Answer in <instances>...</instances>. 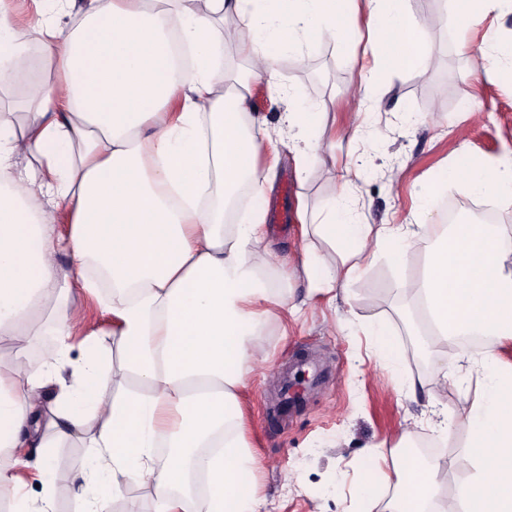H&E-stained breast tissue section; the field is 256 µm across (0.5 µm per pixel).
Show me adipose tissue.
<instances>
[{
  "label": "adipose tissue",
  "instance_id": "ef3b65f1",
  "mask_svg": "<svg viewBox=\"0 0 512 512\" xmlns=\"http://www.w3.org/2000/svg\"><path fill=\"white\" fill-rule=\"evenodd\" d=\"M404 2L86 0L83 29L39 19L24 40L14 33L13 0H0V67L25 68L34 41L58 71L28 105L24 132L0 113V337L27 349L47 314L58 334L44 370L0 374V454L85 442L97 465L72 478L82 512H110L131 485L149 493L151 512H186L180 491L193 474L206 481L195 512H255L257 463L242 434L238 390L266 359L251 338L257 307L273 290L259 276L267 262L260 222L228 225L224 210L240 184L264 195L270 176L254 164L265 136L245 128L247 94H224V34L214 20L250 18L244 50L271 78L299 40L355 42L362 12L385 61L428 65V23L408 16ZM171 31L196 66L182 85L171 73ZM175 96L181 109L172 112ZM457 187L511 201L512 146L498 163L446 170L420 191L421 208ZM313 230L341 262L305 253L297 270L312 293L349 284L381 251L403 263L410 241L405 225L360 224L341 204ZM62 253L111 276L104 311L124 356L111 381L92 354L68 357L77 324L68 291L98 282L63 271L55 261ZM408 293L441 338L511 337L512 236L495 224L451 225ZM476 370L481 397L461 413L472 435L467 477L441 498L447 457L399 453L401 491L390 512H512V367L490 352ZM51 384L58 391L45 409ZM159 448L167 451L161 462ZM41 486L39 497L20 494L12 468L0 466L11 512H55L54 482Z\"/></svg>",
  "mask_w": 512,
  "mask_h": 512
}]
</instances>
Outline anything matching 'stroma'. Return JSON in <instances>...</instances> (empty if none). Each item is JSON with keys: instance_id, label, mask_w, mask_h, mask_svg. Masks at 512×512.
<instances>
[{"instance_id": "1", "label": "stroma", "mask_w": 512, "mask_h": 512, "mask_svg": "<svg viewBox=\"0 0 512 512\" xmlns=\"http://www.w3.org/2000/svg\"><path fill=\"white\" fill-rule=\"evenodd\" d=\"M407 12L429 20L423 45L430 57L425 67L382 64L376 48L367 43L344 45L329 38L298 44L288 50L275 83L257 76L255 63L237 48L224 51L227 80L224 90L239 91L248 84L249 123L263 124L269 140L257 156L259 168L271 169L273 187L266 196H246L236 218L255 213L266 216L270 200L282 194L284 180H292L293 208L305 212V222H293L282 232L265 228L262 250L279 259L299 260L312 250L326 263H339L331 244L303 234V223L321 221L339 192V179L348 170L362 169L348 189L354 218L362 224H411L418 234L411 241L404 265L378 254L362 267L346 292L307 296L304 280H283L278 268L261 267L262 277L277 288L287 310H275L262 321L255 342L268 353L263 370L246 376L239 390L243 435L261 464L255 495L260 512H348L358 493L365 451L378 445L384 456L373 467L381 476L373 512H387L398 493L392 475L397 466L395 449L405 418L420 423L413 441L429 440L435 453L450 452L451 466L466 473L468 425L459 419L442 423L440 414L424 404L434 369L458 370L466 381L438 395V405L457 412L480 395L477 377L469 373L476 348L457 340L432 342L422 359L407 358L399 367L383 365L374 354L367 333L369 322L385 321L405 350L416 347V331L409 316L416 304L405 288L421 271L428 246L448 229L444 205L476 204V197L452 189L430 209L419 208L417 191L453 166L494 160L504 144H512V83L504 81L507 66L501 57L512 47V12L477 18L466 29L456 23L455 0H407ZM60 18L79 24V10L57 16L52 0H16L14 26L24 37L38 17ZM30 75L18 87L11 74L0 76V108L13 111L23 125V105L37 97L40 77L52 70L39 46L29 52ZM376 75L367 99L355 87L364 70ZM325 108L328 118L318 133L334 142L324 163L298 173L293 143L282 117L289 106ZM360 123L383 132L384 137L351 149L345 132ZM72 300L84 329L71 337L70 358H78L85 342H92L105 362L116 358L109 317L103 311L104 293L73 289ZM318 371V381L300 404L281 411L280 383L292 378L298 362ZM423 383L417 401L407 397L406 379ZM56 508L79 512L69 492L73 471L92 462L81 442H66L54 453Z\"/></svg>"}]
</instances>
